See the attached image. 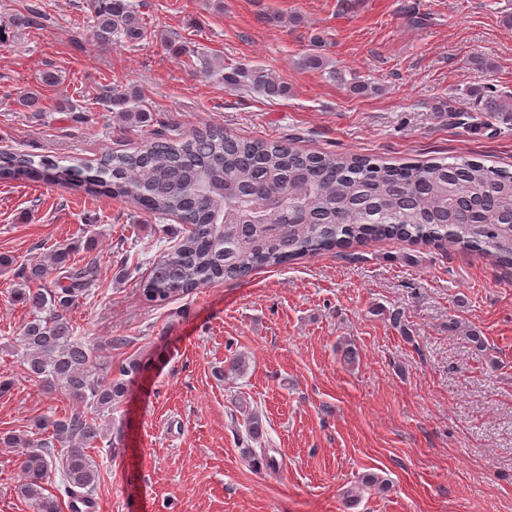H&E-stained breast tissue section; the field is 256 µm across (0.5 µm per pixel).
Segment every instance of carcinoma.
Wrapping results in <instances>:
<instances>
[{"instance_id":"1","label":"carcinoma","mask_w":512,"mask_h":512,"mask_svg":"<svg viewBox=\"0 0 512 512\" xmlns=\"http://www.w3.org/2000/svg\"><path fill=\"white\" fill-rule=\"evenodd\" d=\"M88 7L99 46L137 42L148 35L138 5L129 0H89ZM48 22L37 0L12 19L18 29L41 30ZM224 83L267 98L288 94L285 83L241 65L224 73ZM102 105L129 127L151 121L136 92L109 89ZM0 177L125 198L147 212L180 219L188 233L152 263L142 285L143 295L157 305L204 284L244 279L299 256L382 238L430 243L446 233L450 243L512 266V229L499 223V213L512 197V173L456 157L396 167L356 156L303 153L211 127L179 138L147 139L132 153L107 152L94 166H63L49 155L0 151ZM206 177L224 182V192L203 195ZM273 194L301 205L306 223L291 224L285 211L270 209ZM238 212H249L256 220L248 234L238 233L234 224L215 226ZM77 248L52 250L23 271L28 287L14 294L32 318L17 342L32 379L48 389L63 388L99 415L124 400L128 378L140 374L144 364L135 358L118 367L117 377H100L108 367L76 335L69 317L98 272L91 261L79 265L72 260ZM54 272L59 273L54 287H32ZM246 368L245 359L235 354L224 361V377H238ZM244 423L253 440L262 437L257 413H246ZM34 426L44 431L37 442L4 438V444L23 448L18 493L35 512H61L59 499L44 494V483L58 465L69 512H81L80 504L90 502L99 476L88 449L103 437V428L79 415L43 417ZM57 446L64 448L59 458L52 452Z\"/></svg>"}]
</instances>
